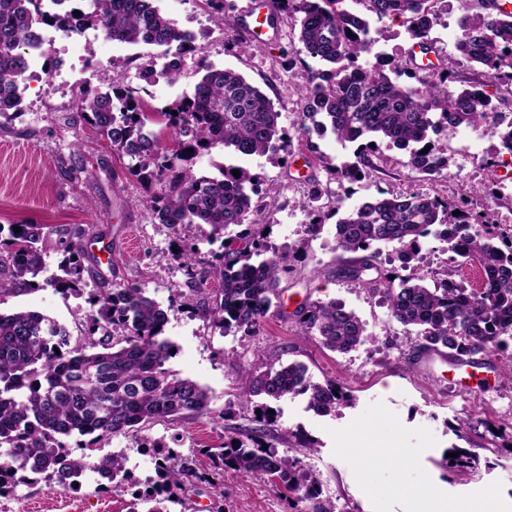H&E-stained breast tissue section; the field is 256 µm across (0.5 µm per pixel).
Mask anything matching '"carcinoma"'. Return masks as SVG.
I'll use <instances>...</instances> for the list:
<instances>
[{"mask_svg":"<svg viewBox=\"0 0 512 512\" xmlns=\"http://www.w3.org/2000/svg\"><path fill=\"white\" fill-rule=\"evenodd\" d=\"M155 0H85L82 23L101 28L128 45H178L192 37L156 5ZM283 14L297 30L300 51L331 65L313 73L302 90L303 107L295 126L300 135L313 123L331 132L353 159L333 163L319 156L322 166L342 185L332 213L336 247L362 252L350 279L383 296L391 317L418 347L450 350L459 362L478 356L512 366V226L489 224L463 198L449 200L428 189L379 196L342 211L352 185L383 173L376 163L381 146L405 152L400 165L410 181L434 182L447 176L452 157L432 136L461 127L484 130L499 138L496 152L512 155V123H503L502 107L512 106V12L496 9V0H459L460 35L448 62L428 60L438 54L432 33L440 23L438 0H352L361 10L345 7L347 0H302ZM35 0H0V104L21 112L31 57L41 47L36 35L39 10ZM401 19L411 49L398 57L375 51L380 29L371 21ZM108 90L83 93L78 121L106 136L115 150L130 158L131 174L162 184L151 200L159 223L174 234L207 224L211 234L224 235L222 251L201 273L199 250L184 247L179 257L185 269L188 300L228 335L253 334L270 316L281 275L290 255L274 248L258 223L260 202L253 198L256 176L242 165H214L215 172L197 174L188 161L221 148L236 159L288 151L291 136L281 126V112L259 88L231 68L210 66L191 93L174 100L163 116L175 146H162L145 131L148 113L136 88L116 73L106 79ZM238 171L236 177L232 171ZM350 186H343V182ZM322 190L313 186L303 205L312 209L306 226L314 237L324 227L325 212L315 206ZM9 231L6 254L0 257V298L22 288L50 286L79 294L87 271L84 232L66 245L62 275L34 279L45 270L42 242L52 231L46 224H23ZM434 236L446 243L448 267L427 276L391 277L376 268L380 247L391 246L402 267L420 262L422 243ZM465 265L479 269L483 282L468 287L454 276ZM220 283L206 287L205 277ZM92 313L85 316L79 341L69 326L36 310L0 312V492L4 476L30 473L63 490L81 485L86 471L120 475L126 455L112 452L97 458L88 447L69 448L63 439L77 433L91 444L114 436H133L148 424L203 417L212 401L210 391L166 367L175 345L163 338L168 311L135 284L114 283L93 295ZM298 335L317 336L328 349L347 353L364 344L368 335L357 313L338 299L305 300L289 316ZM304 396L308 407L322 415L353 404L352 395L334 381L317 383L298 362L271 363L253 373L242 403L255 421L268 417L270 403ZM261 401L256 402L254 398ZM157 470L164 488L139 495L128 512H169L166 488L177 487L189 472L187 459L165 445L156 447ZM281 451L267 440L263 428H253L224 444L217 454L226 470L248 471L281 484L293 497L296 512H331L319 500L318 475L302 465L296 453ZM458 454L454 467L463 471L479 465L470 451Z\"/></svg>","mask_w":512,"mask_h":512,"instance_id":"cac0c4a2","label":"carcinoma"}]
</instances>
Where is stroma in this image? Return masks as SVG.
<instances>
[{"instance_id": "obj_1", "label": "stroma", "mask_w": 512, "mask_h": 512, "mask_svg": "<svg viewBox=\"0 0 512 512\" xmlns=\"http://www.w3.org/2000/svg\"><path fill=\"white\" fill-rule=\"evenodd\" d=\"M245 4L222 0L224 15L233 21L225 29L205 0H161L164 13L197 35V49L178 81L160 82L145 97L147 128L164 145L172 143L164 109L191 92L209 66L232 68L258 86L281 112L284 128L294 131L300 91L322 64L302 57L289 24H281L275 38H252L239 22ZM69 47L93 73L92 82L55 85L49 76L54 56L41 58L35 77L27 82L22 113L0 124V225L52 226L43 243L51 274L64 255L65 240L77 229H92L89 255L97 256L99 243L109 247V263L101 274L118 283L139 284L169 308L165 335L177 354L168 366L207 387L212 402L204 417L153 425L136 437L115 436L103 444V452L121 449L128 457L131 478L121 490L99 486L91 474L68 491L44 481L20 484L0 495V512H128L135 492L157 479L156 444L189 460L188 476L173 491L171 512H295L283 487L245 471L221 470L207 454L252 427L253 415L241 405L246 377L277 360L301 362L313 381L339 383L354 397L352 406L325 416L310 410L303 396L274 405L271 433L278 448L295 447L301 440L315 443V452L303 456L302 463L318 474L320 498L330 502L333 512H471L475 500L481 512H512V452L498 436L512 426V374L487 358L475 367L470 390L459 391L448 354L415 349L382 299L349 278L356 255L337 250L335 219L326 220L318 238L304 239L312 214L302 202L312 185L323 188L326 205L340 191L317 160L321 154L344 155L335 137L314 130L294 136L288 157L256 156L246 166L257 177L260 220L271 227L270 243L292 256V270L280 285L285 311L308 298L341 300L365 322L368 341L340 354L323 347L318 337L297 335L293 324L276 315L258 335H222L189 305L176 253L182 242L198 244L205 254L218 251L219 242L209 239V226L196 224L175 236L150 208L159 185L131 175L128 157L113 150L104 136L69 122L78 110L80 90L105 89L110 69L126 76L128 84L140 85L142 67L160 63V48L113 45L91 28L73 36ZM497 143V137L469 129L440 137L438 145L454 165L450 176L439 178L432 188L444 197L467 195L493 223L512 225V156L503 155L493 169L484 165ZM383 156L391 176L355 184L352 203L376 197L382 189L409 190L400 164L403 152L387 149ZM496 177L504 186L494 197L488 190ZM98 286L91 279L78 295L51 287L20 292L1 299L0 311L38 310L67 324L77 336ZM454 446L490 459L491 468L470 474L449 470L445 454ZM425 486L432 492L423 497L419 491Z\"/></svg>"}]
</instances>
